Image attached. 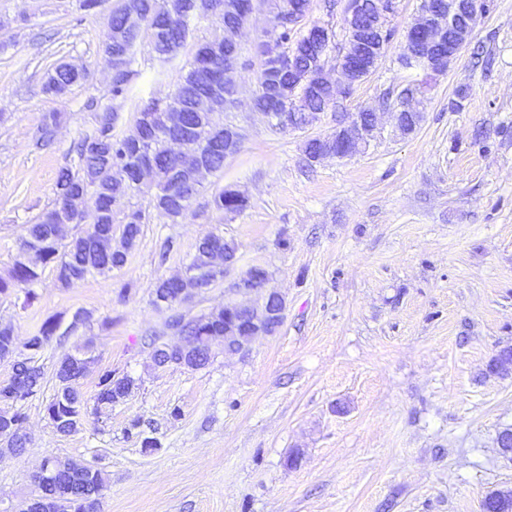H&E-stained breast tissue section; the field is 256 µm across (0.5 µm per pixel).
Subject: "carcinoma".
Here are the masks:
<instances>
[{"label": "carcinoma", "mask_w": 512, "mask_h": 512, "mask_svg": "<svg viewBox=\"0 0 512 512\" xmlns=\"http://www.w3.org/2000/svg\"><path fill=\"white\" fill-rule=\"evenodd\" d=\"M165 0H118L107 22L103 42L112 55L111 67H120L112 74V99L122 103L135 102L138 115L150 119H137L139 134L136 138L120 137L116 134L118 110L108 108L99 113L95 126L85 132L77 144V161L71 167L59 171L55 183L53 207L34 222L25 226L23 241L11 270L0 276V294L11 293L15 289L33 295L32 286L40 278V268L48 263H56L57 278L64 285L82 281L95 273L104 274L122 268L129 252L136 245L142 233V225L147 223V215L139 207L131 206L123 214H118L114 206L122 198L134 194L133 184L140 175L141 154L150 149L155 162L157 192L152 206L164 214L171 222L177 223L188 214L191 203L177 199L170 190L179 180H185V158L182 154L167 148L162 140L166 130L176 126L177 113L161 108L154 100L135 101L136 79L140 74L138 53L143 38H148V53L161 65L175 63L187 46V37L192 23L209 9L211 0H177L181 5L182 21L177 25L159 13L160 4ZM223 12L224 39L220 46L213 41L196 44L190 56L180 68L176 86L178 103L183 106L190 119L192 130L188 139L196 143L200 159L208 172L219 176L224 174L227 157L224 151L236 154L242 143V134L232 138L224 133V125L216 123L210 112H197L195 106L202 89L200 73L204 66V55L218 48L212 66L224 70V51L240 50L235 35L249 18L246 9L250 0H220ZM272 5L274 44L259 42L256 54L259 58L258 88L251 98L254 112H287L289 106L298 112H320L336 103V84L323 81L303 93L294 92L288 87V70H306L322 65L315 43L305 38L303 28L288 23L284 16L283 3L269 0ZM392 30L386 27V20L378 18L373 8L363 11L358 30L346 32L347 45L354 52H361L370 44L379 41L386 43L392 39ZM71 67L61 64L48 74L46 91L64 93L70 86L85 79ZM61 113L48 112L44 115L39 129L37 144L49 146L54 142ZM236 190L225 188L214 197L219 209H233L237 213L247 207V201L237 202L233 197ZM91 194L96 199L93 214L70 211L66 213L67 223L86 229L68 242H63L57 229V220L69 198ZM92 222H87V219ZM233 241L221 235H209L202 239L188 266L194 271L195 285L209 286L224 278V253L232 251ZM187 283L179 277L165 278L157 282L153 291V303H178L180 293ZM167 326L177 329L187 336H203L210 340L224 335L223 312H218L215 320L204 315L191 321H184L178 315L171 316ZM59 324L50 319L44 323L39 333L23 343V351L32 349L40 353L50 346L56 336ZM13 369L26 374L30 388L19 391L8 378L0 381V412L10 413L19 425L25 416L18 403L39 392L44 383L43 366L33 362L31 357L22 356V351L13 355ZM113 371L108 369L98 378L97 393L93 402H88L81 394L63 383L46 406V413L59 433L69 434L82 424L88 416L100 418L112 409L117 399L128 396L135 386L130 378L122 386L112 385ZM45 464L63 478L51 479L37 485L39 495L54 506L68 496L72 485L84 486L93 492L105 486L101 471L90 475L83 465L70 460L50 458ZM484 512H512V488L495 489L488 492L482 502Z\"/></svg>", "instance_id": "obj_1"}]
</instances>
